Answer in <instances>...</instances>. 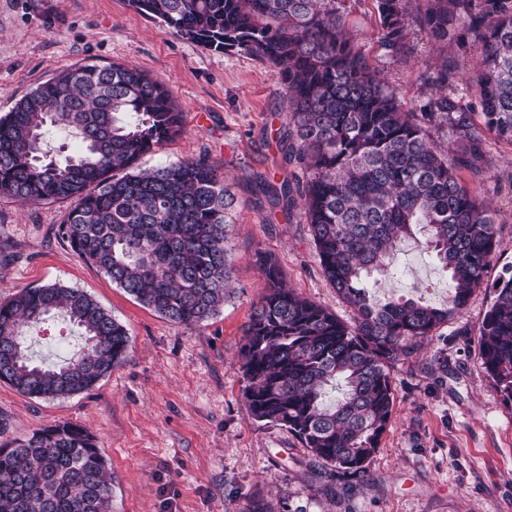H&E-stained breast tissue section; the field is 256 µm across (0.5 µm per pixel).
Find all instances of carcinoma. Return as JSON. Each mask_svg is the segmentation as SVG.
Instances as JSON below:
<instances>
[{
	"label": "carcinoma",
	"mask_w": 512,
	"mask_h": 512,
	"mask_svg": "<svg viewBox=\"0 0 512 512\" xmlns=\"http://www.w3.org/2000/svg\"><path fill=\"white\" fill-rule=\"evenodd\" d=\"M129 5L206 50L274 68L290 112L278 142L305 173L279 192L308 224L323 276L354 316L345 322L285 287L265 259V292L240 350L243 396L255 419L364 480L393 414L391 368L467 306L497 246L496 213L480 194L492 179L488 143L512 147V0H375L390 56L413 53L411 17L441 53L427 76L438 94L418 112L355 48L343 0ZM182 127L166 83L137 66L65 69L0 116V195L70 202L58 232L79 258L165 319L201 324L224 305L234 198L206 155L138 165ZM53 132L76 144L63 162L50 156ZM418 233L448 272V306L370 297L368 279L390 275ZM492 294L479 358L512 402L511 271ZM55 316L76 325L84 345L60 364H38L27 328ZM129 350L125 327L78 288H24L0 302V381L24 396L88 391ZM0 512H112V475L92 436L60 422L1 444Z\"/></svg>",
	"instance_id": "cac0c4a2"
}]
</instances>
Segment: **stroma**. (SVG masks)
Returning a JSON list of instances; mask_svg holds the SVG:
<instances>
[{"label": "stroma", "instance_id": "35a3bbf8", "mask_svg": "<svg viewBox=\"0 0 512 512\" xmlns=\"http://www.w3.org/2000/svg\"><path fill=\"white\" fill-rule=\"evenodd\" d=\"M347 21L372 66L419 110L435 92L425 76L439 61L425 33L409 24L414 53L402 61L382 46L371 0L352 7ZM110 63L164 80L183 114L182 133L140 166L206 155L235 195L232 293L202 324L170 322L60 237L69 202L0 197V302L24 288H78L126 328L131 345L124 363L80 394L30 398L0 382V443L58 422L81 425L112 474V512H248L257 501L267 512H512V402L478 355L487 286L415 358L393 366L394 413L368 479L332 474L285 427L255 420L243 397L239 349L264 292L263 259H273L301 296L352 317L321 272L308 225L264 187L292 171L274 135L287 126L288 108L272 68L177 37L127 0H0V116L65 68ZM490 156L502 183L487 193L497 210L487 285L512 266V147L491 145ZM396 263L399 274L379 279L376 298L447 305L448 274L434 259L410 246ZM31 334L36 357L49 362L81 345L60 317Z\"/></svg>", "mask_w": 512, "mask_h": 512}]
</instances>
